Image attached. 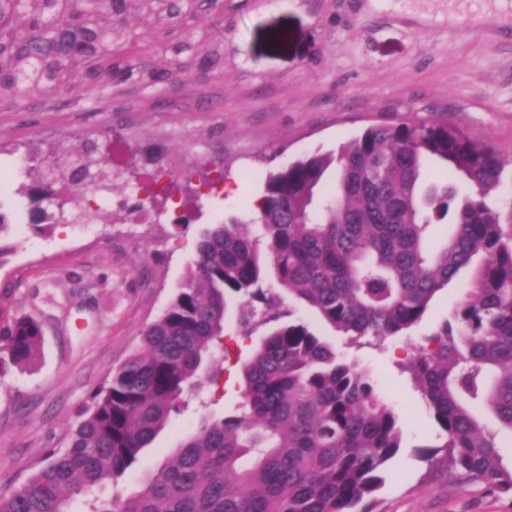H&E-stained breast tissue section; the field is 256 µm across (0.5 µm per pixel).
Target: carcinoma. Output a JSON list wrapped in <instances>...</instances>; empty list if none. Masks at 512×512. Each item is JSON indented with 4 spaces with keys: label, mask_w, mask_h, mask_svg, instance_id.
<instances>
[{
    "label": "carcinoma",
    "mask_w": 512,
    "mask_h": 512,
    "mask_svg": "<svg viewBox=\"0 0 512 512\" xmlns=\"http://www.w3.org/2000/svg\"><path fill=\"white\" fill-rule=\"evenodd\" d=\"M154 28L198 17L200 0H134ZM126 0H0V98L72 85L71 58L104 44L91 73L115 66L112 45L127 31L107 23ZM194 50L221 62L208 31ZM80 168L55 169L53 181L94 182L105 161L93 145ZM470 188L420 191L425 162ZM332 194L322 196L331 165ZM505 159L465 130L439 121L376 125L336 157L313 154L272 175L254 217L204 229L185 281L142 344L112 370L69 447L54 449L24 483L0 495V512H70V501L116 484L143 464L145 449L181 412L200 381L218 384L230 351V310L238 321L269 325L240 363V401L232 414L200 419L166 460L142 472L137 490L95 499L91 512H381L377 493L402 448V421L377 394L370 372L336 351L308 321L282 310L288 296L323 324L358 343L381 346L425 318L434 298L461 271L472 288L448 319L416 347L415 387L433 417L448 471L512 497V465L491 411L512 432V231L487 199ZM451 225L442 248L426 240ZM40 321L20 316L0 327V374L38 357Z\"/></svg>",
    "instance_id": "cac0c4a2"
}]
</instances>
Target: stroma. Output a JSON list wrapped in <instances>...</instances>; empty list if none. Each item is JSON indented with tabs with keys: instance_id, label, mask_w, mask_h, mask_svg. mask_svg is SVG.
<instances>
[{
	"instance_id": "stroma-1",
	"label": "stroma",
	"mask_w": 512,
	"mask_h": 512,
	"mask_svg": "<svg viewBox=\"0 0 512 512\" xmlns=\"http://www.w3.org/2000/svg\"><path fill=\"white\" fill-rule=\"evenodd\" d=\"M484 18L471 28L470 13ZM200 22L224 71L177 70L150 55L156 82L100 75L20 99H0V212L11 249L0 258V324L43 323L37 362L0 377V494L53 449L67 447L93 396L141 344L195 258L201 231L252 215L268 178L312 153H334L370 126L439 120L510 161L491 196L512 226V0H223ZM129 187L107 193L97 223H80L64 182L44 196L41 169L84 142ZM237 194L225 201L224 188ZM471 287L461 273L409 337L358 346L316 324L367 367L403 420L402 447L378 496L384 512H512V499L449 476L422 457L436 442L405 366ZM227 319L224 387L208 411L239 399L238 358L251 340ZM202 408L173 415L146 465L197 426Z\"/></svg>"
}]
</instances>
